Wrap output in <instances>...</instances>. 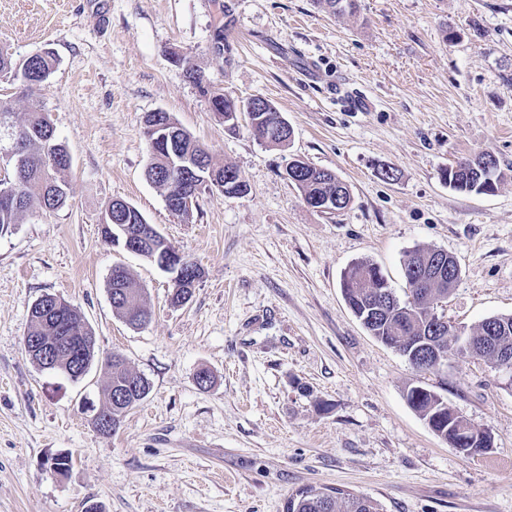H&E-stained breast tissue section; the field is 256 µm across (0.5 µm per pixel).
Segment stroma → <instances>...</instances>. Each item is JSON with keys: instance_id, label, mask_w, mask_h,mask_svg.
<instances>
[{"instance_id": "obj_1", "label": "stroma", "mask_w": 512, "mask_h": 512, "mask_svg": "<svg viewBox=\"0 0 512 512\" xmlns=\"http://www.w3.org/2000/svg\"><path fill=\"white\" fill-rule=\"evenodd\" d=\"M359 4L333 17L314 0H0L14 62L56 57L39 100L70 157L66 204L0 234V512H284L303 486L386 512H512V378L454 356L414 370L340 288L366 259L407 301L403 262L433 247L461 267L441 307L450 324L512 313V0ZM215 93L271 101L288 146L261 141L243 113L228 129ZM157 110L247 193L205 190L191 220L171 214L145 176ZM479 151L498 162L496 191L450 189L443 171ZM292 157L335 172L351 205L309 207L285 174ZM115 198L201 268L186 305L170 303L171 274L104 240ZM117 264L144 291L142 327L112 309ZM47 294L96 338L79 381L25 353ZM114 352L150 390L104 435L92 416ZM414 385L489 432L492 449L466 456L436 436L405 400ZM55 453L71 454L67 475L50 472Z\"/></svg>"}]
</instances>
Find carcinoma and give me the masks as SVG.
<instances>
[{"label": "carcinoma", "instance_id": "carcinoma-1", "mask_svg": "<svg viewBox=\"0 0 512 512\" xmlns=\"http://www.w3.org/2000/svg\"><path fill=\"white\" fill-rule=\"evenodd\" d=\"M31 64L37 74V83H27L22 67L13 63L8 51L0 47V74L12 77L24 87V94L32 98V104L24 113L21 121L14 120L15 109L9 99L0 97V115H6L11 123L12 134L18 147L25 156V164L20 169H13L12 179L5 187L16 198L11 207L0 205V233L8 231L17 224L19 217L27 212H50L62 207L68 197V183L64 172L70 164L65 147L55 135L49 115L40 106L34 96L40 92L51 75L56 59L52 52L36 53L31 56ZM279 112H266L264 119L252 126L255 134L267 142L284 145L288 139L268 138V128L278 123ZM151 154V163L147 175L153 183L164 186L166 160L168 154L163 144L153 137H147ZM498 164L496 158L488 152L474 154L457 164V171L451 175L448 186L459 193H484L487 178L495 175ZM304 184L299 186L303 194L312 197L336 192V183L332 179H321L311 172H306ZM127 233L137 240L139 255L155 264H160L162 250H174L164 236L138 238L139 221L125 222ZM434 252L432 248L413 250L404 263V277L411 300L403 303L408 308L405 313L389 308L374 314L369 311L370 298L378 293L395 295L380 269L367 260L353 262L345 269L341 288L350 309L364 328L377 340L395 349L408 358L417 345L425 340L434 341L436 333L430 331L434 324V301L449 293L447 288L414 287L415 272L413 267L424 265ZM130 293L112 299V308L128 325L140 327L150 319V311L142 303V290L121 266L112 268L108 279V291L116 290ZM55 296L44 295L36 301L31 310V327L28 339H41L49 336H63L67 339V351L57 360L54 371L71 381H77L73 369H88L95 357L96 342L88 341L92 332L83 321L77 309H64L62 315L53 313ZM470 353L477 359L494 363L498 354L512 355V314H500L484 319L469 336ZM109 380L107 385L108 405L100 411L103 419L112 420V430H117L126 412L133 403L114 400V393L131 379L140 383L141 396H146L150 386L148 380L127 367L125 359L113 353L105 360ZM422 419H437L436 427L445 428V441L454 448L458 442L469 437V432L460 429L456 413L443 400L432 402L424 398L418 404L411 405ZM286 512H384L380 502L364 495L345 492L338 488L307 486L297 489L288 498Z\"/></svg>", "mask_w": 512, "mask_h": 512}]
</instances>
